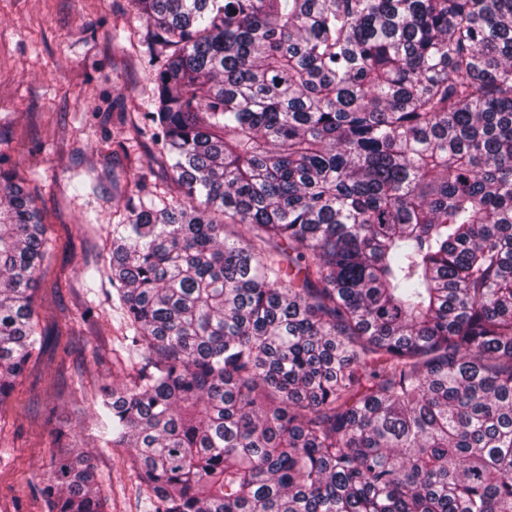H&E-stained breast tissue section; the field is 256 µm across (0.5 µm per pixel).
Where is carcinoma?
I'll return each instance as SVG.
<instances>
[{"mask_svg": "<svg viewBox=\"0 0 512 512\" xmlns=\"http://www.w3.org/2000/svg\"><path fill=\"white\" fill-rule=\"evenodd\" d=\"M171 185L104 271L153 512H512V0H132ZM41 211L0 169V406ZM48 512H103L88 452Z\"/></svg>", "mask_w": 512, "mask_h": 512, "instance_id": "1", "label": "carcinoma"}]
</instances>
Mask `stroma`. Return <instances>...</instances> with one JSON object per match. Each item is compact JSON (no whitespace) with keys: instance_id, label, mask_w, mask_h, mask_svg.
<instances>
[{"instance_id":"35a3bbf8","label":"stroma","mask_w":512,"mask_h":512,"mask_svg":"<svg viewBox=\"0 0 512 512\" xmlns=\"http://www.w3.org/2000/svg\"><path fill=\"white\" fill-rule=\"evenodd\" d=\"M145 33L131 0H0V167L35 196L49 247L42 340L0 406V512H46V471L71 443L91 447L108 512H151L125 449L97 441L101 395L127 384L134 352L95 269L141 175L170 178L150 136L117 120L152 102Z\"/></svg>"}]
</instances>
